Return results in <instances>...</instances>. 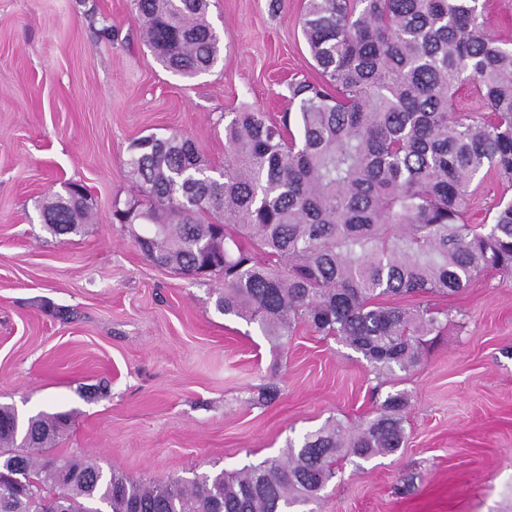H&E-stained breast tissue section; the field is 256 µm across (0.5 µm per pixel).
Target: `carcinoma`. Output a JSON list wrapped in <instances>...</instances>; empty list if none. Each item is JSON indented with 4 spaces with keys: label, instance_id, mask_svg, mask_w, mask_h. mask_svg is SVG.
<instances>
[{
    "label": "carcinoma",
    "instance_id": "cac0c4a2",
    "mask_svg": "<svg viewBox=\"0 0 512 512\" xmlns=\"http://www.w3.org/2000/svg\"><path fill=\"white\" fill-rule=\"evenodd\" d=\"M210 0H131L144 44L169 72L210 71L220 38ZM299 24L322 83L289 84L278 123L236 112L224 169L180 133L128 146L138 197L114 201L155 265L224 276L218 308L285 338L298 324L360 354L378 377L420 362L443 321L388 298L451 294L483 272L512 276V199L472 225L475 179L512 187V46L485 31L480 0H306ZM472 88L486 112L451 111ZM54 233L88 220L71 190L43 205ZM406 397L390 394L351 429L332 419L287 456L228 473L144 483L83 457L40 458L65 412L0 407V512H295L340 459L390 455L406 439Z\"/></svg>",
    "mask_w": 512,
    "mask_h": 512
}]
</instances>
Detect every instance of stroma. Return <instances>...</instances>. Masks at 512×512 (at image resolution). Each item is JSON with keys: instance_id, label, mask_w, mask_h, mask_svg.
Segmentation results:
<instances>
[{"instance_id": "35a3bbf8", "label": "stroma", "mask_w": 512, "mask_h": 512, "mask_svg": "<svg viewBox=\"0 0 512 512\" xmlns=\"http://www.w3.org/2000/svg\"><path fill=\"white\" fill-rule=\"evenodd\" d=\"M304 7L211 0L221 57L183 79L143 45L130 0H0V405L69 413L50 455L165 482L283 455L401 392L404 447L343 461L319 512H512V279L491 272L431 298L447 326L419 365L380 383L306 326L273 340L220 312L222 276L153 264L112 219L114 201L137 196L133 139L184 134L220 169L231 113L278 119L289 83L319 81ZM68 182L85 187L90 218L57 235L40 209ZM503 196L496 176L478 180L469 222L491 223ZM271 384L277 398L261 402Z\"/></svg>"}]
</instances>
